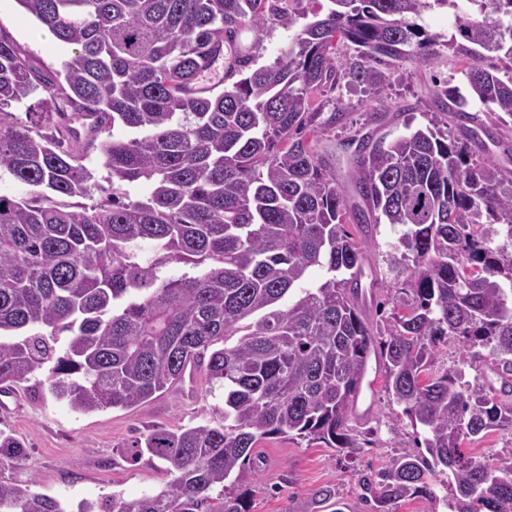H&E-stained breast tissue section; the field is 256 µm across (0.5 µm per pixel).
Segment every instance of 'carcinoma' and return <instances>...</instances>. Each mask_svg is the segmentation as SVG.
<instances>
[{
  "label": "carcinoma",
  "mask_w": 512,
  "mask_h": 512,
  "mask_svg": "<svg viewBox=\"0 0 512 512\" xmlns=\"http://www.w3.org/2000/svg\"><path fill=\"white\" fill-rule=\"evenodd\" d=\"M17 2L72 52L43 72L0 31V173L30 187L0 194V384L41 370L49 393L89 413L142 404L199 369L224 390V424L134 437L122 453L164 461L173 479L74 511L5 477L26 451L0 429V512H251L233 475L259 441L359 449L348 418L372 356L425 451L361 480L370 512L436 502L443 473L449 512H512V453L483 463L462 448L512 425V172L483 154L485 123L449 78L428 125L346 144L352 196L318 148L345 115L327 98L342 82L377 88L402 62L434 64L437 37L414 22L434 4L455 9L447 49L471 98L512 125V0H467L477 17L458 0H331L254 70L240 35L291 27L279 0ZM221 57L224 85L201 86ZM32 94L39 119L7 111ZM450 112L476 124L466 138ZM111 127L131 135L98 139ZM139 183L147 194H131ZM381 222L403 228L405 255L389 263L391 316L373 327L361 278L366 229ZM314 267L325 280L282 306ZM448 339L471 359L487 350L500 387L431 373ZM312 505L343 512L330 485Z\"/></svg>",
  "instance_id": "obj_1"
}]
</instances>
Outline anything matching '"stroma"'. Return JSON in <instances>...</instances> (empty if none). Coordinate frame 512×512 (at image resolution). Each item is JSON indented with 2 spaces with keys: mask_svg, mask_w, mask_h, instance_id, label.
<instances>
[{
  "mask_svg": "<svg viewBox=\"0 0 512 512\" xmlns=\"http://www.w3.org/2000/svg\"><path fill=\"white\" fill-rule=\"evenodd\" d=\"M304 24L300 17L290 29L273 26L258 34L247 31L242 41L252 47L256 66L268 65L282 55L297 28ZM0 30L44 71L61 70L70 53L28 16L17 0H0ZM437 73L453 76L455 85L466 89L465 77L451 74L444 56L432 71L401 63L378 93L340 85L336 95L345 103L347 114L328 131V139L338 143L359 129L396 136L405 133L407 127L426 125ZM384 100L400 104L401 109L379 122L375 111ZM373 237L375 245L368 255L362 283L374 285L378 299L383 300L393 287L388 256L397 234L390 225L381 224ZM367 378L373 383L372 411L367 418L353 416L348 421L355 434L365 440L362 451L348 455L301 439L261 440L255 449L258 469H245L242 476L251 512H313L311 494L325 485L335 487L344 512H367L361 498L362 477L382 468L395 455L416 452L422 435L384 391L376 365H369ZM223 406L221 391H209L197 371L139 406L77 413L52 397L44 373L37 371L0 390V429L17 437L27 450L26 459L8 476L64 503L99 501L115 493L136 500L161 491L171 476L162 460L145 457L130 462L122 454V446L153 426L222 424Z\"/></svg>",
  "mask_w": 512,
  "mask_h": 512,
  "instance_id": "35a3bbf8",
  "label": "stroma"
}]
</instances>
